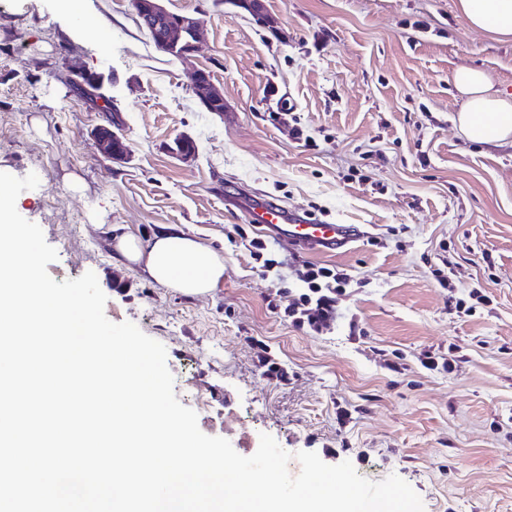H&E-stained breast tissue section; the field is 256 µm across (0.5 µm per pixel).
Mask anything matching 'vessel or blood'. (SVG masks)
<instances>
[{
	"label": "vessel or blood",
	"instance_id": "obj_1",
	"mask_svg": "<svg viewBox=\"0 0 512 512\" xmlns=\"http://www.w3.org/2000/svg\"><path fill=\"white\" fill-rule=\"evenodd\" d=\"M230 203L248 217L257 231L302 250L337 255L364 235L362 225L324 223L290 212L261 193L240 192Z\"/></svg>",
	"mask_w": 512,
	"mask_h": 512
}]
</instances>
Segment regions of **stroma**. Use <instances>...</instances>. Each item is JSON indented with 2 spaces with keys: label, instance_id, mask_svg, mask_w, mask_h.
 Returning <instances> with one entry per match:
<instances>
[{
  "label": "stroma",
  "instance_id": "obj_1",
  "mask_svg": "<svg viewBox=\"0 0 512 512\" xmlns=\"http://www.w3.org/2000/svg\"><path fill=\"white\" fill-rule=\"evenodd\" d=\"M264 3L274 28L234 0H169L201 31L186 66L155 49L129 0H0V172L41 174L16 208L56 249L55 281L94 272L106 317L165 346L176 397L204 434L254 451L266 433L372 481L398 475L424 512H512V147L465 138L453 83L474 67L511 96L512 38L468 25L458 0ZM64 67L102 76L126 162L89 139L102 115L57 78ZM196 68L223 88L224 115L193 95ZM282 103L310 143L274 121ZM184 135L189 162L170 151ZM242 188L366 226L329 259L357 283L331 330H296L269 308L272 281L228 239L256 235L224 202ZM168 226L223 254L215 290L163 287L114 248L113 233L144 242ZM443 253L449 291L433 274ZM474 284L486 303L457 316L449 297ZM258 340L288 383L263 375ZM428 350L454 353L455 371L422 368ZM394 352L404 373L383 365Z\"/></svg>",
  "mask_w": 512,
  "mask_h": 512
}]
</instances>
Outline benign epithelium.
Instances as JSON below:
<instances>
[{
	"label": "benign epithelium",
	"instance_id": "benign-epithelium-1",
	"mask_svg": "<svg viewBox=\"0 0 512 512\" xmlns=\"http://www.w3.org/2000/svg\"><path fill=\"white\" fill-rule=\"evenodd\" d=\"M237 3L245 7L260 24L271 23L265 11L264 0H237ZM130 4L138 25L149 33L153 45L159 51L181 62L191 59L200 39L197 22L191 15L170 10L166 6V0H130ZM86 78L87 74L71 70L64 75L67 84L82 91L84 97L104 113L105 123L92 127L88 131V137L101 155L114 162H122L127 159V153L117 143L120 136L113 129L110 120V117L117 116V108H108L105 99L86 84ZM193 93L206 110L224 116V93L215 86L206 72H195ZM191 143L192 138L188 135L178 138L173 148L176 156L185 161L192 159L196 151L190 147Z\"/></svg>",
	"mask_w": 512,
	"mask_h": 512
}]
</instances>
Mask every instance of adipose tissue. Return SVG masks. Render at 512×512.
Masks as SVG:
<instances>
[{"label": "adipose tissue", "instance_id": "1", "mask_svg": "<svg viewBox=\"0 0 512 512\" xmlns=\"http://www.w3.org/2000/svg\"><path fill=\"white\" fill-rule=\"evenodd\" d=\"M459 9L474 28L512 36V0H459ZM454 83L464 102L458 121L475 143L512 144V99L493 92L483 71L462 68ZM114 246L128 261L142 264L159 285L186 295L209 293L224 279V258L195 237L166 229L147 244L129 235H117Z\"/></svg>", "mask_w": 512, "mask_h": 512}]
</instances>
